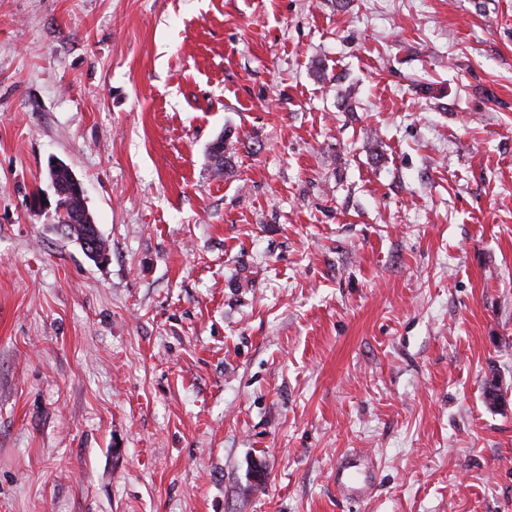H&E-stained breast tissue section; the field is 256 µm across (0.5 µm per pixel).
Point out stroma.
<instances>
[{"mask_svg": "<svg viewBox=\"0 0 512 512\" xmlns=\"http://www.w3.org/2000/svg\"><path fill=\"white\" fill-rule=\"evenodd\" d=\"M0 512H512V0H0ZM71 185L74 188V195L77 197H84L83 184L74 174L71 180ZM74 195L58 197L57 208L61 211L58 216L59 222L67 223L73 221V214H77L82 209L83 203L78 198L74 197ZM357 456H347L343 458L337 465L336 477L338 486L342 491L346 492H363L367 483L361 476H357L358 472L356 465Z\"/></svg>", "mask_w": 512, "mask_h": 512, "instance_id": "stroma-1", "label": "stroma"}]
</instances>
